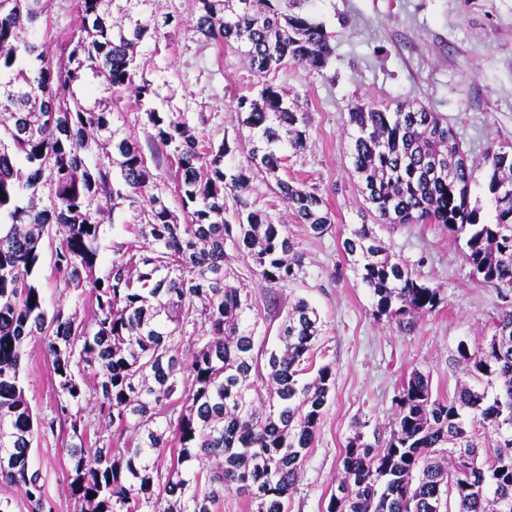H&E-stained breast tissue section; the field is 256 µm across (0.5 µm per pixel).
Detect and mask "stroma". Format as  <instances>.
<instances>
[{
    "label": "stroma",
    "instance_id": "obj_1",
    "mask_svg": "<svg viewBox=\"0 0 512 512\" xmlns=\"http://www.w3.org/2000/svg\"><path fill=\"white\" fill-rule=\"evenodd\" d=\"M321 22L335 49L323 75L289 62L274 81L299 94L312 123L307 148L290 156L288 175L316 185L334 223L320 237L305 231L277 202L262 177L252 182L253 200L287 225L302 259L297 278L275 285L262 280L249 258L233 265L251 289L258 332L275 338L290 304L305 299L324 323L315 364L331 365L335 385L288 512H326L342 470L344 449L355 433L388 440L395 419L394 398L413 370L428 374L433 393L453 391L460 371L459 343L489 340L504 305L495 288L474 279L463 257V239L440 224H389L379 235L393 257L407 261L422 282L439 287L438 308L412 329L378 318L373 300L356 277L341 241L361 223L362 198L349 158L348 107L357 99L409 101L447 118L474 164L471 202L490 212L483 156L489 147L512 146V0H300ZM158 13L177 15L179 26L161 41L140 47L143 74L159 92L155 108L205 113L206 138H234L232 101L256 94V80L234 47L208 42L194 28L195 0H154ZM77 0H51L48 53L58 58L75 33ZM51 238L41 247L39 285L47 306L75 308L76 291L52 268ZM76 309V308H75ZM23 387L35 418L54 415L56 387L42 338L29 339L23 356ZM67 434L38 435L30 465L41 471L54 512H76L67 470Z\"/></svg>",
    "mask_w": 512,
    "mask_h": 512
}]
</instances>
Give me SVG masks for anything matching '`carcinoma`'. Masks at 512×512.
Masks as SVG:
<instances>
[{"label": "carcinoma", "instance_id": "1", "mask_svg": "<svg viewBox=\"0 0 512 512\" xmlns=\"http://www.w3.org/2000/svg\"><path fill=\"white\" fill-rule=\"evenodd\" d=\"M150 2L78 0L80 35L54 66L37 36L50 0H0V482L19 489L27 512H52L29 464L34 420L21 381L25 342L39 336L57 376L56 416L42 428L70 424V490L83 512H215L226 493L248 496L256 512H285L333 382L328 364L302 379L323 322L299 300L276 348L257 342L250 291L226 248L249 256L269 283L288 282L301 267L286 226L250 199L258 174L312 234L333 224L318 187L282 176L288 151L306 147L311 116L270 75L287 61L321 75L334 47L322 24L280 0H197L195 31L236 46L260 84L257 97L232 102L250 145L247 165H236L226 157L242 141L205 139L204 114L192 124L183 112L147 106L156 89L136 82V49L148 34L169 37L176 21L155 11L132 19ZM89 77L115 98L133 93L152 129L146 144L114 122L112 103H82L76 88ZM348 123L352 173L374 220L445 226L464 236L473 276L511 289L512 151L484 157L494 209L485 221L470 201L472 165L440 113L358 100ZM163 160L176 168L183 222L155 173ZM126 201L137 212L132 238L113 245L111 268L98 277L104 227ZM52 231L60 236L53 269L82 290L93 332L77 312L45 307L37 265ZM342 249L378 317L406 327L440 304V289L393 258L373 225L352 228ZM457 354L470 382L434 398L417 370L401 383L387 442L359 432L349 440L327 512H512V310L484 345L472 353L461 343ZM88 369L112 426L107 436L90 437L82 420ZM128 431L136 442L116 445Z\"/></svg>", "mask_w": 512, "mask_h": 512}]
</instances>
